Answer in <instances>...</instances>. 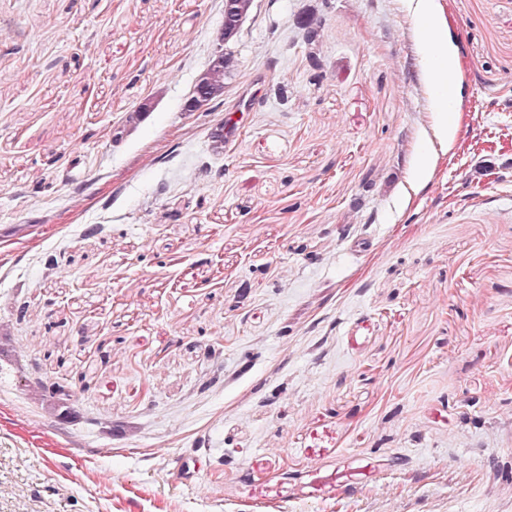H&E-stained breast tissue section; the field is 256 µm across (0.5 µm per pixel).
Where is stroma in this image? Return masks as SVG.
<instances>
[{
    "instance_id": "obj_1",
    "label": "stroma",
    "mask_w": 512,
    "mask_h": 512,
    "mask_svg": "<svg viewBox=\"0 0 512 512\" xmlns=\"http://www.w3.org/2000/svg\"><path fill=\"white\" fill-rule=\"evenodd\" d=\"M434 6L442 146L411 0H255L208 113L224 0H0V512H512V0ZM448 65L451 68H459L456 55L447 50L444 45L442 34L435 33L432 45L430 61L431 71L428 79L432 77V92L442 112H448ZM219 93H216L211 86L207 71L202 70L196 77L194 84L183 104V111L203 112Z\"/></svg>"
}]
</instances>
